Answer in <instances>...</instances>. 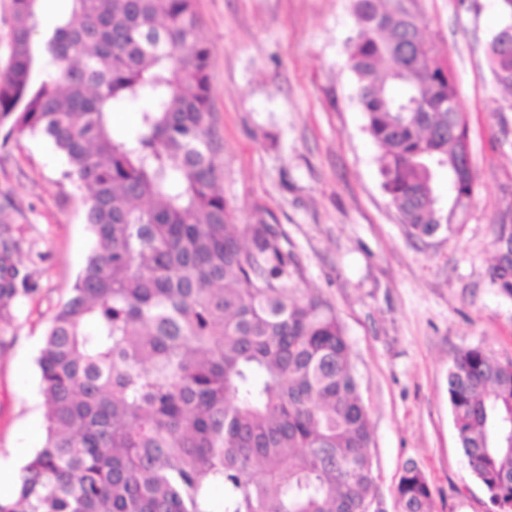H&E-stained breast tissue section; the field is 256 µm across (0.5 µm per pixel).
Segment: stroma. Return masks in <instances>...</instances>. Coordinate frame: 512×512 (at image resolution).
<instances>
[{"instance_id":"35a3bbf8","label":"stroma","mask_w":512,"mask_h":512,"mask_svg":"<svg viewBox=\"0 0 512 512\" xmlns=\"http://www.w3.org/2000/svg\"><path fill=\"white\" fill-rule=\"evenodd\" d=\"M446 57L467 118L477 191L456 233L409 235L381 186L346 65L351 0H195L211 50L232 223L279 225L299 287L336 308L360 376L387 512L405 467L421 469L434 512H489L448 406L455 354L512 359V297L494 268L512 254V109L485 45L498 0H406ZM51 144L0 130V224L21 239L32 289L0 319V459L24 465L45 436L36 358L48 319L84 264V189L61 177Z\"/></svg>"}]
</instances>
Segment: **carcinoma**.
<instances>
[{
	"instance_id": "obj_1",
	"label": "carcinoma",
	"mask_w": 512,
	"mask_h": 512,
	"mask_svg": "<svg viewBox=\"0 0 512 512\" xmlns=\"http://www.w3.org/2000/svg\"><path fill=\"white\" fill-rule=\"evenodd\" d=\"M39 31L42 0H12L0 128L47 139L63 177L89 190L93 241L37 358L46 439L0 512H366L383 504L368 411L344 328L278 225L240 228L220 186L210 50L195 0H70ZM347 66L381 185L417 238L456 230L436 194L472 198L453 172L457 83L398 0H352ZM512 0L487 42L494 82L512 92ZM136 108L113 134L112 105ZM459 191H454V183ZM0 225V319L30 274ZM512 297V260L495 269ZM448 404L458 442L495 512H512V361L457 352ZM399 512H433L415 466Z\"/></svg>"
}]
</instances>
